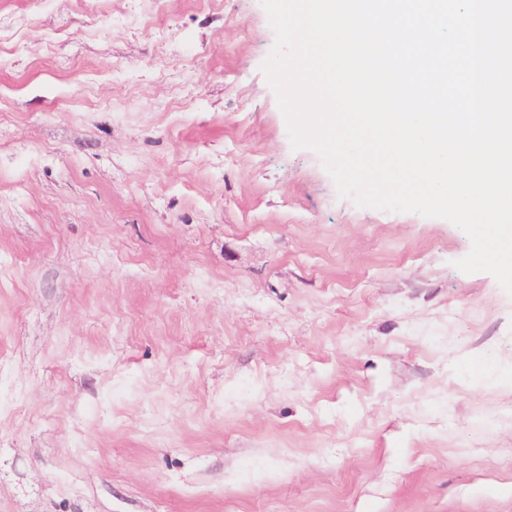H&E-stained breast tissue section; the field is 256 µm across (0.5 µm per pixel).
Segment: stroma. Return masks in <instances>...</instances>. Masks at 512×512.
Segmentation results:
<instances>
[{"label":"stroma","instance_id":"obj_1","mask_svg":"<svg viewBox=\"0 0 512 512\" xmlns=\"http://www.w3.org/2000/svg\"><path fill=\"white\" fill-rule=\"evenodd\" d=\"M261 0H0V512H512V295L339 197Z\"/></svg>","mask_w":512,"mask_h":512}]
</instances>
